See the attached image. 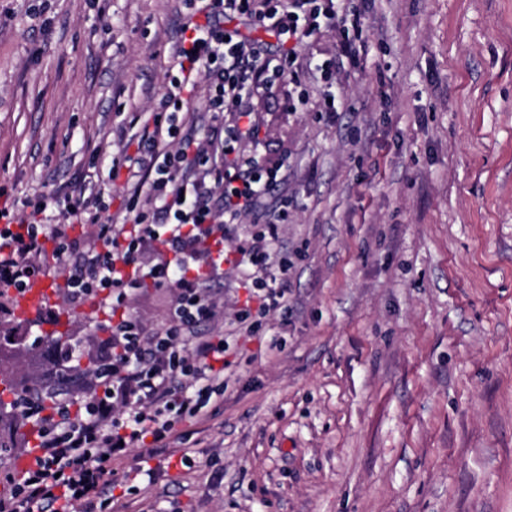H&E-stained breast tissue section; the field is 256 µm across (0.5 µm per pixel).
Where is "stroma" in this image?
Wrapping results in <instances>:
<instances>
[{
  "instance_id": "35a3bbf8",
  "label": "stroma",
  "mask_w": 512,
  "mask_h": 512,
  "mask_svg": "<svg viewBox=\"0 0 512 512\" xmlns=\"http://www.w3.org/2000/svg\"><path fill=\"white\" fill-rule=\"evenodd\" d=\"M182 0H0V188L9 202L106 185L123 219L134 184L110 177L135 150L129 122L167 84ZM50 20L42 32V20ZM281 82L251 97L259 150L282 167L264 203L290 201L274 258L288 312L256 334L236 314L260 271L233 267L256 227L235 225L208 333L230 336L219 409L153 458L119 512H512V0H368L357 65L320 112ZM173 301L130 310L160 327ZM92 342L99 299L51 304ZM194 468L180 465L182 447Z\"/></svg>"
}]
</instances>
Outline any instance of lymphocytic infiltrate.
<instances>
[{
    "mask_svg": "<svg viewBox=\"0 0 512 512\" xmlns=\"http://www.w3.org/2000/svg\"><path fill=\"white\" fill-rule=\"evenodd\" d=\"M181 37L166 71V91L144 120L135 152H120L113 170H126L139 189L128 199L122 223L106 215L103 190L43 197L31 210L0 208V290L26 289L53 265L71 267L64 281L72 305L100 298L114 319L93 350L79 342L53 355L55 372L68 373L90 357L92 373L74 394L54 407L24 400L22 423L36 434L33 462L24 479L0 493V512H112L116 488L126 476L112 463L142 449L144 456L168 453L177 424L208 417L224 395L226 338L204 335L215 320L212 273L224 262L228 225L246 216L263 229L240 262L266 268L287 205L264 212L262 199L282 179L279 167L264 165L257 151L258 126L249 122L251 88L299 80L293 56L305 38L324 29L345 32L340 56L357 61L348 32H361L365 12L357 0H184ZM238 16L262 23L276 51L245 46L224 19ZM339 56V57H340ZM203 88L211 119L235 111L239 123L213 128L198 138L188 117L193 92ZM251 150H243V143ZM93 227L95 241L71 236L73 225ZM54 261H43L46 243ZM287 259L278 272L256 278L257 311L242 309L238 321L255 332L252 315L288 310ZM172 289L175 298L165 325L144 328L129 312L137 290Z\"/></svg>",
    "mask_w": 512,
    "mask_h": 512,
    "instance_id": "lymphocytic-infiltrate-1",
    "label": "lymphocytic infiltrate"
}]
</instances>
